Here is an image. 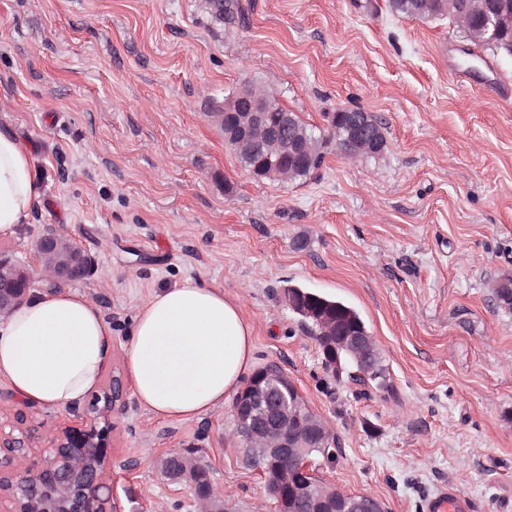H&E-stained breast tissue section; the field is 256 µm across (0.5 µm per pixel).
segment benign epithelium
<instances>
[{
  "instance_id": "7a95c632",
  "label": "benign epithelium",
  "mask_w": 512,
  "mask_h": 512,
  "mask_svg": "<svg viewBox=\"0 0 512 512\" xmlns=\"http://www.w3.org/2000/svg\"><path fill=\"white\" fill-rule=\"evenodd\" d=\"M419 12L435 7L456 17L469 31L468 40L480 45L489 37L512 32V14L491 7L488 0H419ZM268 97L246 86L224 103L219 122L232 117L224 138L240 156L253 158L249 167L260 178H288L289 166L282 160L316 156V143L288 126L287 116L273 123ZM345 140L354 153L383 152L372 125L359 116L344 125ZM42 278L51 284L79 281L87 275L91 258L70 238L52 232L33 244ZM32 273L0 258V316L31 296ZM288 303L304 319H311L322 336L320 346L327 367L342 373L339 358L344 350L369 359L374 353L372 336L365 328L342 327L340 312L327 313L313 303L287 293ZM304 396L288 375L273 367L256 370L241 387L234 407L239 444L255 460L268 490L277 501L278 512H382L362 494L321 486L318 493L300 497L316 477L314 459L308 455L314 444L333 436L331 428L312 411L302 412ZM75 420L57 426L47 437L49 454L41 461L17 456L15 448L27 447V437L0 432V512H112V483L107 468L112 464L111 424L107 410L96 414L70 408ZM198 464L181 452H170L161 460V471L170 481L184 484L197 512H228L220 492L203 494L197 486Z\"/></svg>"
}]
</instances>
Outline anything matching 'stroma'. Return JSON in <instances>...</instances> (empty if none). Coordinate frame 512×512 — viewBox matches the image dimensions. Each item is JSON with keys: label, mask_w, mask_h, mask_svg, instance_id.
<instances>
[{"label": "stroma", "mask_w": 512, "mask_h": 512, "mask_svg": "<svg viewBox=\"0 0 512 512\" xmlns=\"http://www.w3.org/2000/svg\"><path fill=\"white\" fill-rule=\"evenodd\" d=\"M239 2L228 25L211 0H0V126L43 186L0 256L33 264L61 227L94 256L68 285L112 326L94 394L126 374L136 304L192 280L239 302L254 366L279 365L332 425L320 478L386 512H424L448 484L471 512H512V310L494 295L512 275V55L389 0ZM246 85L318 132L368 112L387 148L332 142L307 176L255 179L216 121ZM290 286L358 312L388 391L331 377ZM125 400L110 418L118 512H193L159 468L172 451L207 465L233 512H276L232 440V402L178 421ZM1 405L38 447L67 417L2 382Z\"/></svg>", "instance_id": "1"}]
</instances>
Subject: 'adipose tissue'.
<instances>
[{
  "mask_svg": "<svg viewBox=\"0 0 512 512\" xmlns=\"http://www.w3.org/2000/svg\"><path fill=\"white\" fill-rule=\"evenodd\" d=\"M42 194L30 152L0 127V237L31 220ZM253 348L235 300L187 283L138 305L124 364L143 407L187 421L238 393ZM111 359L112 327L85 295L40 293L0 316V380L29 402L65 408L83 400Z\"/></svg>",
  "mask_w": 512,
  "mask_h": 512,
  "instance_id": "ef3b65f1",
  "label": "adipose tissue"
}]
</instances>
